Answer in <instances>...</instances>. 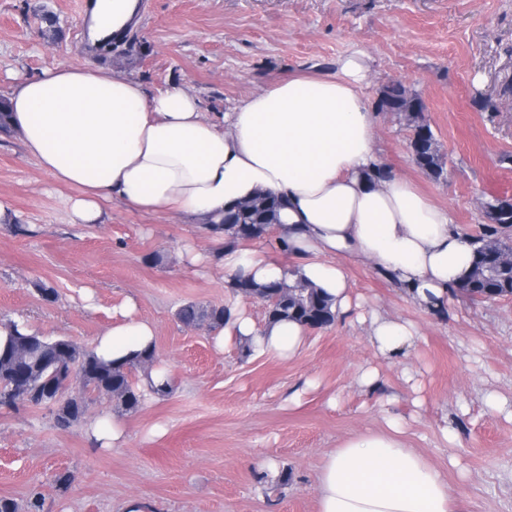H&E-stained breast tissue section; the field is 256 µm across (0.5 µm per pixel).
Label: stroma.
Segmentation results:
<instances>
[{"label":"stroma","instance_id":"obj_1","mask_svg":"<svg viewBox=\"0 0 512 512\" xmlns=\"http://www.w3.org/2000/svg\"><path fill=\"white\" fill-rule=\"evenodd\" d=\"M134 48L125 55L85 49L78 0H0V91L14 74L88 63L142 81L152 91L180 81L207 112H224L292 73L332 76L352 51L369 57V107L393 81L418 93L444 159L433 179L413 162L411 131L378 115L384 163L448 207L459 230L479 234L482 206L512 184V0H144ZM57 19L51 35L45 16ZM72 186L55 184L26 156L21 137L0 132V202L30 232L0 224V322L24 318L35 331L83 347L134 299L156 325V350L172 390L133 414L112 401L89 404L87 420H122L125 447L104 449L84 422L58 428L49 410L0 409V496L25 503L40 489L46 512H123L127 501L151 512H316V475L327 452L364 430L382 428L378 394L355 386L360 368L378 369L393 412L409 423L411 447L440 466L439 431L459 426L465 476L448 487L466 512H512V419L485 393L512 395V298L473 301L455 293L443 316L411 304L369 263L349 258L352 300L413 322L421 339L404 357L377 358L367 323L338 320L310 331L292 361L216 350L206 327H187L185 303L229 304L216 265H189L185 245L208 254L220 242L197 222L107 201L103 224H72ZM160 254L161 263L151 255ZM52 288L44 300L37 284ZM415 374L405 381L404 370ZM300 405L288 401L291 391ZM270 460L286 484L259 481L250 458ZM75 480L60 492L54 476Z\"/></svg>","mask_w":512,"mask_h":512}]
</instances>
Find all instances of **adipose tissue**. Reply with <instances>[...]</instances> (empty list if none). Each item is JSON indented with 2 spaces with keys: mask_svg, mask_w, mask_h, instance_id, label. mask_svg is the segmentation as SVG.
<instances>
[{
  "mask_svg": "<svg viewBox=\"0 0 512 512\" xmlns=\"http://www.w3.org/2000/svg\"><path fill=\"white\" fill-rule=\"evenodd\" d=\"M143 0H97L123 42L139 24ZM368 79L361 51L337 62L335 76L297 74L236 102L204 112L183 84L147 91L137 80L63 64L15 75L6 94L9 126L53 181L78 187L66 202L72 224H101L102 204L120 201L148 213H177L221 223L226 210L258 195L283 201L278 234L298 259L287 266L255 249L226 245L188 252L190 263H219L227 276L260 282L301 277L350 317L349 281L337 257L370 262L406 299L429 312L459 290L476 247L447 208L394 173L375 148L378 118L361 94ZM371 342L385 360L419 339L411 322L373 310ZM309 330L300 323H256L239 304L227 307L213 344L249 341L253 353L299 357ZM156 328L134 302L93 341L96 354L123 363L151 352ZM385 426L355 434L323 459L316 512H464L448 479L408 445L406 423L386 413Z\"/></svg>",
  "mask_w": 512,
  "mask_h": 512,
  "instance_id": "adipose-tissue-1",
  "label": "adipose tissue"
}]
</instances>
